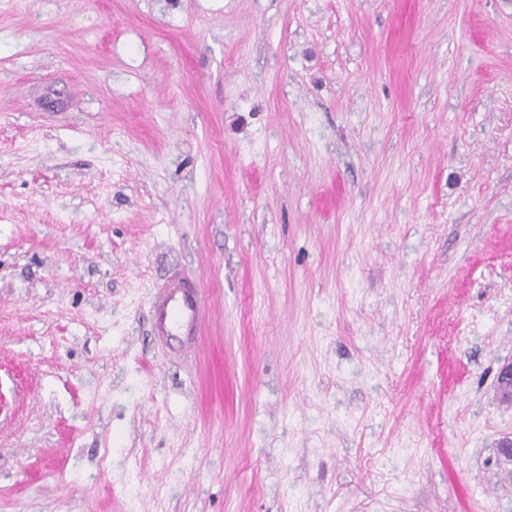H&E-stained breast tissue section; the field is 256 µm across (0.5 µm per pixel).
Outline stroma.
Segmentation results:
<instances>
[{
	"label": "stroma",
	"instance_id": "stroma-1",
	"mask_svg": "<svg viewBox=\"0 0 512 512\" xmlns=\"http://www.w3.org/2000/svg\"><path fill=\"white\" fill-rule=\"evenodd\" d=\"M511 360L512 0H0V512H512ZM192 280L172 275L155 288L151 305L154 335L170 351H180L200 336L203 294Z\"/></svg>",
	"mask_w": 512,
	"mask_h": 512
}]
</instances>
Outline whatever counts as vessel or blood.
I'll return each instance as SVG.
<instances>
[{
    "instance_id": "1",
    "label": "vessel or blood",
    "mask_w": 512,
    "mask_h": 512,
    "mask_svg": "<svg viewBox=\"0 0 512 512\" xmlns=\"http://www.w3.org/2000/svg\"><path fill=\"white\" fill-rule=\"evenodd\" d=\"M203 321V294L192 280L173 275L156 287L151 327L166 348L179 351L190 345L200 336Z\"/></svg>"
}]
</instances>
